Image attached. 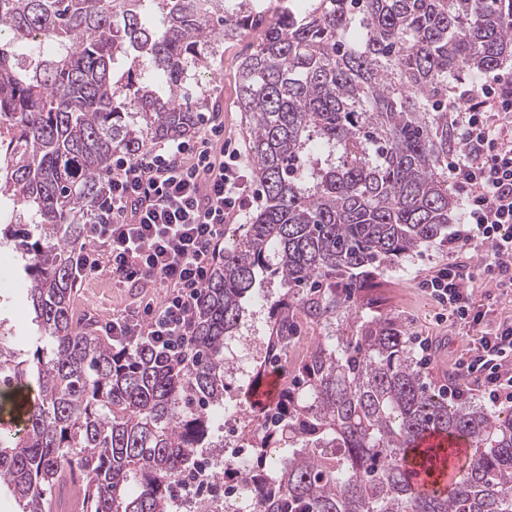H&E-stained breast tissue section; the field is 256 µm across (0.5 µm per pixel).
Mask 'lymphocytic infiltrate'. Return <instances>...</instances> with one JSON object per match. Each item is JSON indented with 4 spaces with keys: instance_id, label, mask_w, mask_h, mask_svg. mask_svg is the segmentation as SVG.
Wrapping results in <instances>:
<instances>
[{
    "instance_id": "1",
    "label": "lymphocytic infiltrate",
    "mask_w": 512,
    "mask_h": 512,
    "mask_svg": "<svg viewBox=\"0 0 512 512\" xmlns=\"http://www.w3.org/2000/svg\"><path fill=\"white\" fill-rule=\"evenodd\" d=\"M448 112L456 143L448 177L465 210L450 242L479 253L487 271L512 287V71L466 85ZM257 200L240 151L217 125L197 145L113 155L84 226L85 242L71 253L72 276L79 282L105 267L116 285L160 294L142 311L105 324L113 347L130 355L144 340L172 370L185 368L200 290L224 257V225ZM468 279L465 267L451 262L421 283L443 319L474 336L459 365L468 382L447 393L458 398L478 391L491 406L511 405L512 326L479 332L483 314Z\"/></svg>"
}]
</instances>
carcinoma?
Returning a JSON list of instances; mask_svg holds the SVG:
<instances>
[{
    "label": "carcinoma",
    "mask_w": 512,
    "mask_h": 512,
    "mask_svg": "<svg viewBox=\"0 0 512 512\" xmlns=\"http://www.w3.org/2000/svg\"><path fill=\"white\" fill-rule=\"evenodd\" d=\"M261 25L238 100L264 204L202 288L189 365L174 372L146 345L119 365L72 312L75 219L115 152L196 128L208 101H180L183 83ZM510 59L512 0H289L270 22L252 0H0V244L25 260L49 341L22 359L0 328V413L21 424L0 428V490L19 512H60L75 466L82 512H176L182 473L224 441L214 414L244 303L270 302L268 347L286 352L296 311L336 312L319 282L352 292L448 239V96ZM265 277L286 287L273 302ZM298 372L300 389L252 417V458L224 461L252 512H512V413L429 391L401 325L361 319ZM432 436L469 448L446 497L414 484L451 456Z\"/></svg>",
    "instance_id": "carcinoma-1"
}]
</instances>
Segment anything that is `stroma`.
Here are the masks:
<instances>
[{
  "mask_svg": "<svg viewBox=\"0 0 512 512\" xmlns=\"http://www.w3.org/2000/svg\"><path fill=\"white\" fill-rule=\"evenodd\" d=\"M259 37V32L254 31L241 40L224 43L222 54L197 69L189 85L191 96L206 95L209 104L215 106L214 121L223 125L225 137L231 138L242 151L247 145L245 116L238 104L237 64ZM453 260L467 264L471 258L466 253H453L447 243L438 242L421 246L387 265L357 291L353 302L337 308L335 318L300 320L296 353L305 352L314 341L329 334L353 335L355 316L388 318L402 325L407 336L420 333L431 338V361L421 368L427 388L438 393L458 382L456 365L465 345L448 324L438 323L435 303L420 288L421 281L435 268ZM22 266L16 253L12 254L8 266H0V275H8L12 281L11 287L0 290V323L10 329L15 349L24 355L33 347L35 326ZM76 289L77 304L86 305L100 325L113 314L143 308L156 296L154 290L131 283L114 287L105 270L79 282Z\"/></svg>",
  "mask_w": 512,
  "mask_h": 512,
  "instance_id": "1",
  "label": "stroma"
}]
</instances>
